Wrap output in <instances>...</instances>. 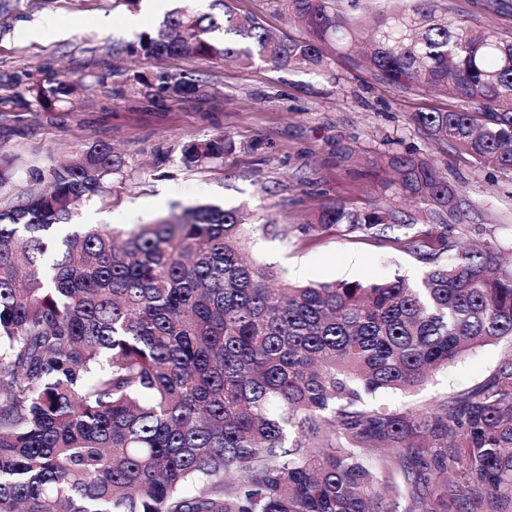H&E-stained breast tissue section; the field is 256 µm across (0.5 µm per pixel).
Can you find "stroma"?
Masks as SVG:
<instances>
[{"instance_id":"1","label":"stroma","mask_w":512,"mask_h":512,"mask_svg":"<svg viewBox=\"0 0 512 512\" xmlns=\"http://www.w3.org/2000/svg\"><path fill=\"white\" fill-rule=\"evenodd\" d=\"M276 35L300 36L281 0H233ZM449 18L512 33V0H438ZM47 17L55 31L25 40L20 31ZM109 25H101V18ZM163 12L126 0H0V161L15 172L71 160L89 140L109 143L123 160L104 194L84 202L75 221L125 230L207 202L241 208L246 252L284 283L420 280L427 270L396 240L413 219V234L436 242L448 234L463 245L493 242L512 253V175L481 167L464 151L432 139L413 113L448 108L447 98L396 85L356 67L350 52L328 47L322 70L279 71L258 63L215 64L192 58L153 60L128 52ZM165 69L198 79L188 96H147L134 79ZM106 77L108 86L78 90L59 110L28 106L27 90L61 81ZM232 151L186 168L184 145L217 134ZM414 152L447 175L467 203L462 220L441 221L421 203L391 200L383 187L392 156ZM338 200L364 212L390 205L399 219L375 237L341 224L303 233ZM512 358V341L480 347L424 385L373 398L376 407L422 411L465 396Z\"/></svg>"}]
</instances>
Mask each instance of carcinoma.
<instances>
[{"label": "carcinoma", "instance_id": "1", "mask_svg": "<svg viewBox=\"0 0 512 512\" xmlns=\"http://www.w3.org/2000/svg\"><path fill=\"white\" fill-rule=\"evenodd\" d=\"M282 2L301 37L277 39L213 0L218 13L170 11L140 53L319 69L325 46L363 40L375 76L467 103L415 112L417 127L512 173V38L450 21L436 0L397 2L367 26L336 0ZM138 83L198 87L168 70ZM71 91L31 97L53 111ZM230 149L219 134L182 161L202 168ZM122 165L89 142L72 161L28 167L44 190L0 206V512H512V361L451 405H365L512 338V263L498 249L445 233L434 251L408 236L403 248L430 265L418 282L277 283L245 258L236 208L199 205L117 236L72 223ZM391 165L394 194L460 214L433 162ZM394 219L336 201L306 230L383 233Z\"/></svg>", "mask_w": 512, "mask_h": 512}]
</instances>
